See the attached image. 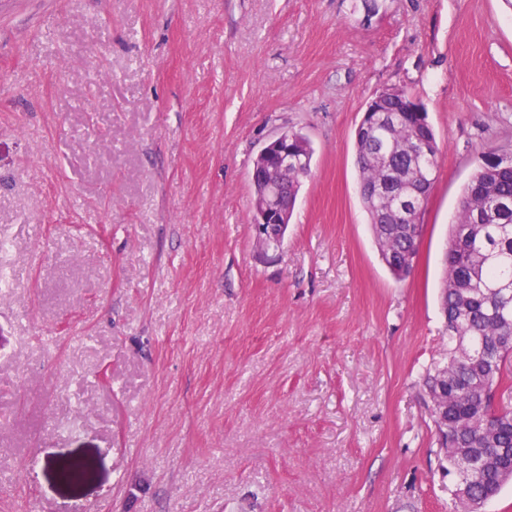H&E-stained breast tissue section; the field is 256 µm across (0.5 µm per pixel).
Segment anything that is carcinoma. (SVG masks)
<instances>
[{
	"label": "carcinoma",
	"instance_id": "1",
	"mask_svg": "<svg viewBox=\"0 0 512 512\" xmlns=\"http://www.w3.org/2000/svg\"><path fill=\"white\" fill-rule=\"evenodd\" d=\"M384 120L355 139L360 199L383 262L398 280L414 268L423 224L385 214V193L394 190L423 192L433 180L436 162L411 152L407 142L416 131L418 116L399 111L398 102L382 105ZM305 145L298 167L288 177V206H293L311 168L312 149L306 138L289 132ZM440 303L448 330V360L428 372L423 389L432 388L439 373L448 375V392L433 400H448V447L470 448L485 440L498 448H512V412L498 414L493 399L509 382L505 361L512 345L493 349L495 369L481 376L470 359L484 345L512 336V164L495 163L487 154L464 189L449 229L448 254L440 288ZM61 481L85 480L89 468L74 459L47 462ZM512 480L497 481L495 472L481 470L470 482L472 495H498Z\"/></svg>",
	"mask_w": 512,
	"mask_h": 512
}]
</instances>
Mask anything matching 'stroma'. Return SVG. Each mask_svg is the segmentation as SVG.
Masks as SVG:
<instances>
[{"mask_svg":"<svg viewBox=\"0 0 512 512\" xmlns=\"http://www.w3.org/2000/svg\"><path fill=\"white\" fill-rule=\"evenodd\" d=\"M385 88L440 148L401 282L355 162ZM284 130L314 155L266 245L250 172ZM489 151L512 0H0V512H451L421 379ZM47 466H53L56 469L57 475L61 481L66 483L81 482L85 480L89 475V468L87 464L78 459L66 461L63 463H54L53 461H48Z\"/></svg>","mask_w":512,"mask_h":512,"instance_id":"1","label":"stroma"}]
</instances>
